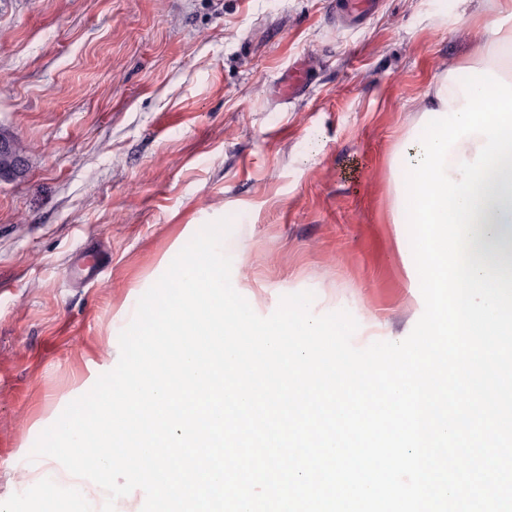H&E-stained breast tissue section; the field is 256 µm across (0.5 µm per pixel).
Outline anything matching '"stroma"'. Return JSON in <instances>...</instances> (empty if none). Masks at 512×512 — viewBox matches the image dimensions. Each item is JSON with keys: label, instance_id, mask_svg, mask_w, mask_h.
I'll use <instances>...</instances> for the list:
<instances>
[{"label": "stroma", "instance_id": "35a3bbf8", "mask_svg": "<svg viewBox=\"0 0 512 512\" xmlns=\"http://www.w3.org/2000/svg\"><path fill=\"white\" fill-rule=\"evenodd\" d=\"M495 0H0V501L36 483L39 435L120 358L127 311L206 224L262 317L282 296L348 311L355 347L424 311L395 156L449 62L491 39ZM307 61L316 80L285 99ZM99 262L97 280L76 270ZM330 5L336 16H348L363 24L378 11L381 0H332ZM23 153L16 139L0 135V181H14L25 175Z\"/></svg>", "mask_w": 512, "mask_h": 512}]
</instances>
